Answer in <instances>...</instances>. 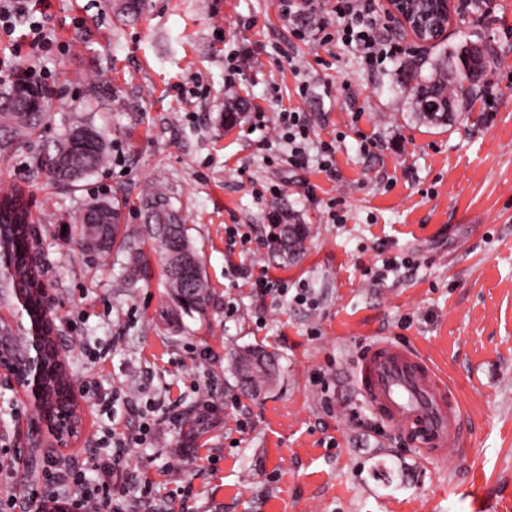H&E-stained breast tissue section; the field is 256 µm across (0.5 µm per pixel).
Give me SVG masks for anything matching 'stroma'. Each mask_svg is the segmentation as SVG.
I'll return each instance as SVG.
<instances>
[{
  "label": "stroma",
  "instance_id": "stroma-1",
  "mask_svg": "<svg viewBox=\"0 0 512 512\" xmlns=\"http://www.w3.org/2000/svg\"><path fill=\"white\" fill-rule=\"evenodd\" d=\"M148 3L120 25L105 0H32L0 35V63L45 73L55 97L52 124L0 159V187L24 188L38 219L58 349L84 392L71 471L90 472L113 435L147 422L123 468L148 477L152 506L130 495L126 512H512V0H455L439 46L404 39L410 54L374 70L340 42L296 39L281 0ZM33 21L52 38L38 59L22 47ZM464 42L487 46L485 79L448 125L418 120L404 68ZM92 99L111 161L54 185L42 146ZM284 109L304 114L311 141L335 140V171L289 164L274 132ZM157 183L213 292L175 322L158 255L132 288L123 257L87 254L65 230L92 197L119 198L122 224L140 225ZM277 212L310 227L297 263L270 253ZM385 259L399 268L374 283L365 271ZM249 275L311 301L255 296ZM378 339L428 352L462 398L463 438L442 460L379 422L359 391L357 360ZM255 347L276 354V375L243 396L231 357ZM34 416L0 382L1 459ZM32 484L45 503L70 492L39 457L0 474V512Z\"/></svg>",
  "mask_w": 512,
  "mask_h": 512
}]
</instances>
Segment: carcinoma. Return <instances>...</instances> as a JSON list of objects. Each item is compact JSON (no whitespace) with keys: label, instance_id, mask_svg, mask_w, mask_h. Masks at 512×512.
<instances>
[{"label":"carcinoma","instance_id":"obj_1","mask_svg":"<svg viewBox=\"0 0 512 512\" xmlns=\"http://www.w3.org/2000/svg\"><path fill=\"white\" fill-rule=\"evenodd\" d=\"M115 19L121 24L137 20L146 7V0H109ZM457 73L471 83H479L484 71L464 66L462 54L445 56L435 64L433 73L424 77L416 70L403 74L402 86L410 87L416 115L432 125H446L455 111L465 107L466 99L450 88V75ZM92 104L60 137L43 145L41 163L47 175L59 184H75L94 176L110 161L109 146L103 129L93 119ZM54 118L53 93L27 75H18L8 83L0 82V156L8 157L20 149ZM143 224L120 229L121 201L91 199L82 209L81 223L74 225L80 247L98 255L111 251L122 239L126 253L127 285L133 287L146 272L143 255L145 243L151 244L160 258L182 255L194 257L179 267L163 265L165 285L176 306L186 312L200 311L210 301L211 292L198 252L185 224L171 206L167 194L157 188L145 193L139 201ZM10 227L7 252L14 269L0 272V296L11 299L24 293L29 277L37 274L38 265L31 261L28 240L32 235V217L25 191L13 184L0 193V225ZM272 241L274 256L282 261L298 258L309 235L305 224H280ZM276 365L274 355L252 348L235 358L237 387L254 394L269 380L266 371H249L257 357Z\"/></svg>","mask_w":512,"mask_h":512}]
</instances>
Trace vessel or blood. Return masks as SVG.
Instances as JSON below:
<instances>
[{"label":"vessel or blood","mask_w":512,"mask_h":512,"mask_svg":"<svg viewBox=\"0 0 512 512\" xmlns=\"http://www.w3.org/2000/svg\"><path fill=\"white\" fill-rule=\"evenodd\" d=\"M356 380L375 413L410 435L429 458L456 446L460 402L416 350L375 341L359 361Z\"/></svg>","instance_id":"1"}]
</instances>
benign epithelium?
Here are the masks:
<instances>
[{"instance_id":"obj_1","label":"benign epithelium","mask_w":512,"mask_h":512,"mask_svg":"<svg viewBox=\"0 0 512 512\" xmlns=\"http://www.w3.org/2000/svg\"><path fill=\"white\" fill-rule=\"evenodd\" d=\"M445 8L436 10L431 27L420 22L414 14L413 0H386V11L396 21L401 32L413 40L430 44L447 36L452 20V0H441ZM26 294L16 297V302L0 301V377L19 389L34 408L36 418L28 429L25 461L38 448H53L63 452L75 447L84 431L86 410L78 391L68 377L58 380L56 398L46 406L47 361L50 353L57 351L56 338L48 323L25 326L22 314L36 307L49 314L47 288L40 280L29 282Z\"/></svg>"}]
</instances>
